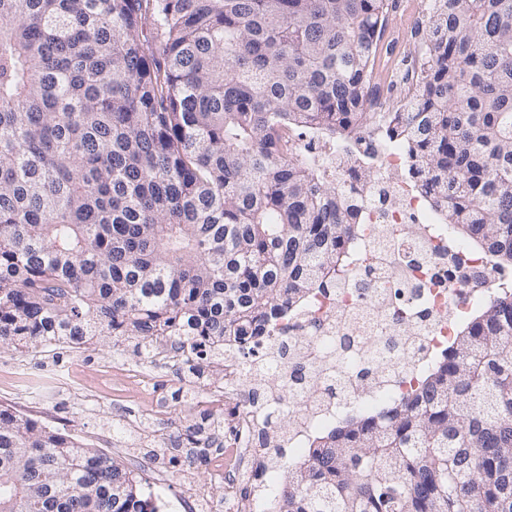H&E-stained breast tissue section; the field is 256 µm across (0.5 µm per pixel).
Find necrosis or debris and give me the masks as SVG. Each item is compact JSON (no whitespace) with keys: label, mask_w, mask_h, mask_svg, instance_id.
Masks as SVG:
<instances>
[{"label":"necrosis or debris","mask_w":512,"mask_h":512,"mask_svg":"<svg viewBox=\"0 0 512 512\" xmlns=\"http://www.w3.org/2000/svg\"><path fill=\"white\" fill-rule=\"evenodd\" d=\"M382 68L384 79L373 86L371 109L401 111L416 92L421 68L409 59L389 61ZM404 168L402 150L394 143L377 146L376 177L371 185H361L355 179L351 160L342 159L338 168V185L361 195L365 221L374 227L361 244L370 256L369 267L353 269L348 277L352 283L367 279L370 300L355 304L349 294H342L331 311L309 307L270 329V338L288 337L303 344L309 356L318 358L325 343L356 335L366 343L364 362L375 363L386 355L383 344L391 334L388 312L402 306L414 313L411 338L399 350L402 360L421 363L439 337L450 335L448 316L471 304L473 282L466 271L436 254V247L448 241L442 232V216L408 182L396 180V173ZM200 349L220 375L217 383L196 387L195 393L200 407L224 418V459L214 466L213 479L224 490L226 512H274L284 485L269 477L273 457L284 461L300 458L311 436L329 428L342 409L357 405L373 413L399 394L390 376L354 386L346 397L325 402L318 400L316 392L299 388L291 426L283 431L276 426L273 407L288 385L287 371L260 382L248 375L235 352H225L218 359L211 355V343H202ZM260 384L267 394L259 405L247 395Z\"/></svg>","instance_id":"1"}]
</instances>
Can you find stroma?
Returning a JSON list of instances; mask_svg holds the SVG:
<instances>
[{
  "instance_id": "35a3bbf8",
  "label": "stroma",
  "mask_w": 512,
  "mask_h": 512,
  "mask_svg": "<svg viewBox=\"0 0 512 512\" xmlns=\"http://www.w3.org/2000/svg\"><path fill=\"white\" fill-rule=\"evenodd\" d=\"M127 369L155 379L163 412L148 414L151 398L124 386ZM179 388L166 364L143 359L131 341L109 337L80 348L64 344L36 351L0 345V405L36 420L49 418L51 428L89 443L107 437L109 455L134 470L143 491L165 499L195 496L203 500V512H224V490L212 482L209 464L187 461L186 449L172 446L173 437L202 418ZM173 456L182 460L174 483Z\"/></svg>"
}]
</instances>
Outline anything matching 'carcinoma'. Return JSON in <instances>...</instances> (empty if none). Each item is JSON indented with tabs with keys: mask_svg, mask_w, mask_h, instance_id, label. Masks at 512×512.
<instances>
[{
	"mask_svg": "<svg viewBox=\"0 0 512 512\" xmlns=\"http://www.w3.org/2000/svg\"><path fill=\"white\" fill-rule=\"evenodd\" d=\"M390 0H0V343L253 339L366 257L357 198L291 142L319 129L374 179L394 139L448 239L512 271V0H434L408 112H369ZM156 51H143L148 35ZM341 338L336 368L351 354ZM378 415L285 465L277 512H512V277ZM289 392L278 427L291 424ZM188 458L211 448L182 436ZM0 512H155L132 471L0 407Z\"/></svg>",
	"mask_w": 512,
	"mask_h": 512,
	"instance_id": "obj_1",
	"label": "carcinoma"
}]
</instances>
